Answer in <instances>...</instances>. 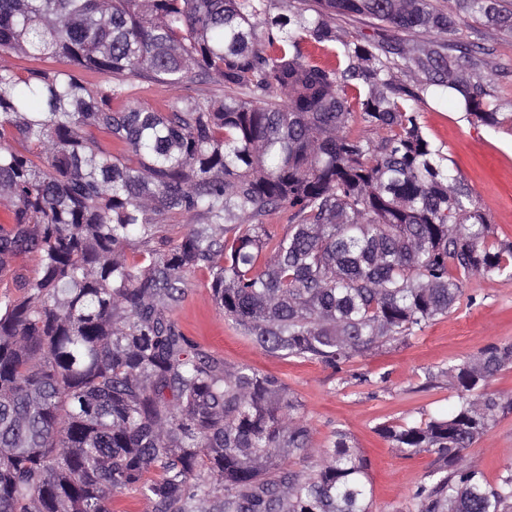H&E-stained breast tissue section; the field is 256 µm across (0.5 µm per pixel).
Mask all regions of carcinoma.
Listing matches in <instances>:
<instances>
[{"instance_id": "1", "label": "carcinoma", "mask_w": 512, "mask_h": 512, "mask_svg": "<svg viewBox=\"0 0 512 512\" xmlns=\"http://www.w3.org/2000/svg\"><path fill=\"white\" fill-rule=\"evenodd\" d=\"M269 2L0 0V61L57 63L0 64V272L37 260L0 300V512H112L129 490L151 512H371L346 434L317 473L294 469L311 427L288 385L182 330L185 274L207 269L224 318L265 351L335 371L447 315L463 278L512 279V242L398 102L439 93L512 125L456 38L464 17L512 34V3ZM336 15L380 23L343 43L342 68L302 50L336 41ZM199 77L224 97L182 94ZM132 78L174 95L145 109ZM509 364L512 344L450 364L448 415L379 427L405 455L436 454L421 512H512V465L495 484L463 465L512 406L486 391Z\"/></svg>"}]
</instances>
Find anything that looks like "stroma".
Segmentation results:
<instances>
[{"label": "stroma", "instance_id": "obj_1", "mask_svg": "<svg viewBox=\"0 0 512 512\" xmlns=\"http://www.w3.org/2000/svg\"><path fill=\"white\" fill-rule=\"evenodd\" d=\"M334 24L338 41L304 44L310 59L338 64L344 43L372 33L374 27L372 19L358 16H339ZM459 38L481 46L486 87L499 111L512 112V35L465 18ZM406 107L418 112L427 137L447 153L450 167L473 191L496 238L512 242V128L468 122L438 95L407 102ZM465 289L467 298L448 315L405 341L355 357L338 373L315 361L271 355L225 321L212 300L206 269L188 274L186 295L174 317L188 336L227 366H248L287 383L312 429L308 456L297 461V469L319 463L335 433L345 432L367 461L373 512H419L412 490L426 479L434 456L427 451L403 455L378 435L377 428L446 412L457 400L445 376L449 363L476 358L493 344L512 343V279L474 276ZM465 462L488 483L498 482L512 465V409L496 415L489 430L466 451Z\"/></svg>", "mask_w": 512, "mask_h": 512}]
</instances>
